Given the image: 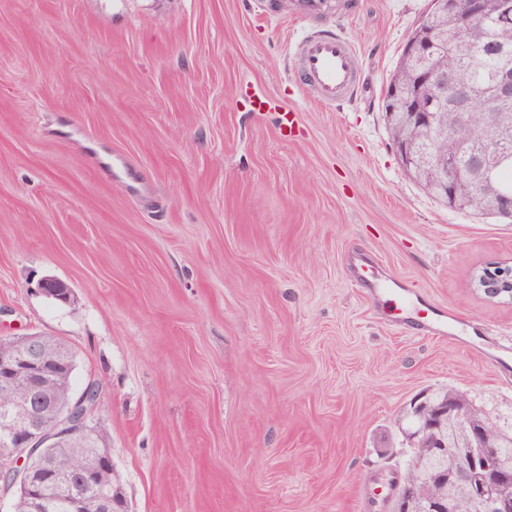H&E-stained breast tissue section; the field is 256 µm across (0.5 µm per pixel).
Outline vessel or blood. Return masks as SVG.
Returning <instances> with one entry per match:
<instances>
[{"label":"vessel or blood","instance_id":"1","mask_svg":"<svg viewBox=\"0 0 512 512\" xmlns=\"http://www.w3.org/2000/svg\"><path fill=\"white\" fill-rule=\"evenodd\" d=\"M296 53L300 61L299 78L309 85L324 103L340 105L355 98L361 88V75L355 46L332 31L311 33L302 38ZM351 273L366 288L374 303L385 306L388 321L406 325L415 323L424 335L449 336L453 330L447 316L426 306L398 284L388 283L371 268L361 253L349 257Z\"/></svg>","mask_w":512,"mask_h":512}]
</instances>
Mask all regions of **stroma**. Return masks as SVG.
I'll return each mask as SVG.
<instances>
[{
    "label": "stroma",
    "mask_w": 512,
    "mask_h": 512,
    "mask_svg": "<svg viewBox=\"0 0 512 512\" xmlns=\"http://www.w3.org/2000/svg\"><path fill=\"white\" fill-rule=\"evenodd\" d=\"M332 4L296 20L291 0H0V336H52L75 389L100 383L116 512H386L418 392L512 425V302L472 286L512 265V223L427 194L384 120L428 0ZM315 30L357 48L344 105L294 77ZM354 251L458 339L382 320Z\"/></svg>",
    "instance_id": "35a3bbf8"
}]
</instances>
